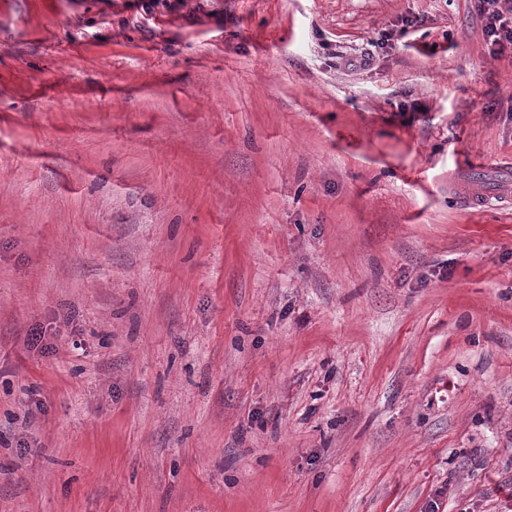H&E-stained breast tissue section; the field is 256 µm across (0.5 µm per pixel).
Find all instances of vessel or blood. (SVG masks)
<instances>
[{
  "instance_id": "b4317fda",
  "label": "vessel or blood",
  "mask_w": 512,
  "mask_h": 512,
  "mask_svg": "<svg viewBox=\"0 0 512 512\" xmlns=\"http://www.w3.org/2000/svg\"><path fill=\"white\" fill-rule=\"evenodd\" d=\"M463 176L470 191L459 199L462 209H483L493 205L512 207L511 159L494 164L471 162L464 169Z\"/></svg>"
}]
</instances>
